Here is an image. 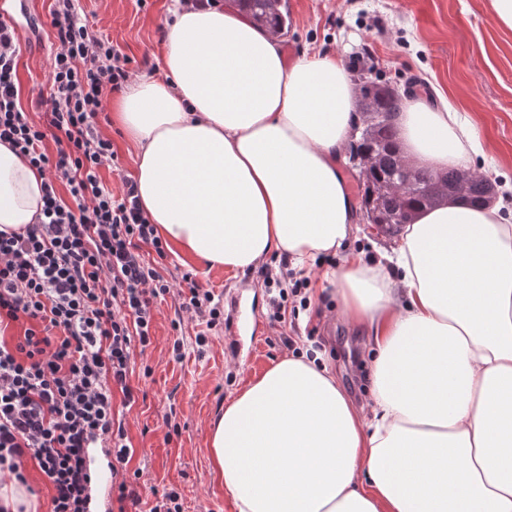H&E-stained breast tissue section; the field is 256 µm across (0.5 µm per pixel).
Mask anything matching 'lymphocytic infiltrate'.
Segmentation results:
<instances>
[{"label": "lymphocytic infiltrate", "mask_w": 512, "mask_h": 512, "mask_svg": "<svg viewBox=\"0 0 512 512\" xmlns=\"http://www.w3.org/2000/svg\"><path fill=\"white\" fill-rule=\"evenodd\" d=\"M51 15V93L28 108L19 34L0 20V142L48 173L38 222L0 232V480L23 478L32 461L51 491L47 512H86V450L98 441L112 449L118 504L140 501L125 479L134 450L114 403L137 401L128 382L135 354L152 345L155 305L171 285L140 252L167 256L136 182L124 180L116 195L100 177L114 152L98 116L127 82L129 59L76 16L72 0H54ZM183 280L180 308L205 323L202 349L223 310L191 274ZM16 325L21 334L8 335Z\"/></svg>", "instance_id": "1"}]
</instances>
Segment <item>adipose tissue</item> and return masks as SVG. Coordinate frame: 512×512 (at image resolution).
I'll use <instances>...</instances> for the list:
<instances>
[{
	"instance_id": "adipose-tissue-1",
	"label": "adipose tissue",
	"mask_w": 512,
	"mask_h": 512,
	"mask_svg": "<svg viewBox=\"0 0 512 512\" xmlns=\"http://www.w3.org/2000/svg\"><path fill=\"white\" fill-rule=\"evenodd\" d=\"M171 14L161 77L132 79L112 104L150 223L210 269L286 256L373 333L368 409L300 355L213 420L212 470L235 512H512V224L499 205L421 211L384 263L316 272L355 230L342 170L354 82L332 53L287 62L234 0H175ZM397 123L414 166L480 152L452 105L408 100ZM45 179L0 143V232L35 223Z\"/></svg>"
}]
</instances>
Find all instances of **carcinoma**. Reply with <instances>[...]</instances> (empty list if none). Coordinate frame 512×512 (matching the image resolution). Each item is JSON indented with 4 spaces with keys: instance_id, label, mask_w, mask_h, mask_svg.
Here are the masks:
<instances>
[{
    "instance_id": "1",
    "label": "carcinoma",
    "mask_w": 512,
    "mask_h": 512,
    "mask_svg": "<svg viewBox=\"0 0 512 512\" xmlns=\"http://www.w3.org/2000/svg\"><path fill=\"white\" fill-rule=\"evenodd\" d=\"M253 21L279 33L285 29L283 17L273 0H235ZM360 99L370 103L374 121L355 129L350 160L367 169L362 177V205L369 223L378 224L388 236L397 234L417 212L431 208L451 194L463 171L458 168L436 170L415 167L404 174L403 155L398 137L396 117L402 108L398 90L376 77L360 75ZM387 183L392 190L380 195L378 185ZM487 179L472 180L465 201L474 206L487 202Z\"/></svg>"
}]
</instances>
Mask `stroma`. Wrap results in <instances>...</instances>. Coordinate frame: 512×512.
Segmentation results:
<instances>
[{"mask_svg": "<svg viewBox=\"0 0 512 512\" xmlns=\"http://www.w3.org/2000/svg\"><path fill=\"white\" fill-rule=\"evenodd\" d=\"M288 30L281 36L287 61L305 50L340 55L349 74L372 69L382 81L409 87L412 95L437 88L453 97L457 108L476 127L487 152L477 168L499 184L501 213L512 222V29L496 19L491 0H285ZM172 0H75V12L131 59L130 74L152 79L162 73L161 42L171 20ZM51 0H35L32 22L39 35L23 34L18 66L22 102L49 95V72L55 47L51 31ZM118 156L117 167L101 170L104 183L119 190L133 177L135 149L120 130L102 122ZM392 239L370 224L360 225L354 238L320 267L333 268L360 257L380 261ZM159 273L180 282L192 272L196 282L221 295L243 291L261 321L255 335L234 350L229 324L209 331V345L198 351L196 335L203 324L179 316L177 295H168L156 311L153 345L136 355L129 378L144 399L124 412L128 437L135 450L131 469L139 473L143 501L149 512L154 492L178 488L184 512H234L233 504L212 474L207 432L225 404L250 380L281 359L318 346L323 362L335 372L351 401L367 405L371 396V338L366 328L341 317L342 301L335 286L323 291L307 287L309 306L290 332L292 346L280 341L282 329L271 322L268 294L257 269L234 272L206 268L169 255ZM180 328H173V319ZM184 343L174 358V340ZM176 410L184 429L165 441L164 415Z\"/></svg>", "mask_w": 512, "mask_h": 512, "instance_id": "obj_1", "label": "stroma"}]
</instances>
